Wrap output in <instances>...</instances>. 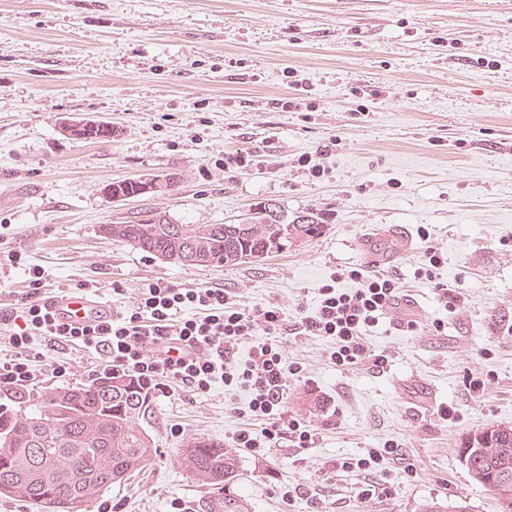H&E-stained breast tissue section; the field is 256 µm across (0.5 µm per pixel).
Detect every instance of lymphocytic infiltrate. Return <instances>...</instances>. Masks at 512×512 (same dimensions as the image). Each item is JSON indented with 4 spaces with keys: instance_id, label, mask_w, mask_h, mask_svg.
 Instances as JSON below:
<instances>
[{
    "instance_id": "obj_1",
    "label": "lymphocytic infiltrate",
    "mask_w": 512,
    "mask_h": 512,
    "mask_svg": "<svg viewBox=\"0 0 512 512\" xmlns=\"http://www.w3.org/2000/svg\"><path fill=\"white\" fill-rule=\"evenodd\" d=\"M340 276L352 281V288L323 285L316 313L300 317L292 329L280 306H244L220 288H180L162 280L148 284L132 306L90 323L60 322L52 301L34 300L17 315L0 311V326L8 329L15 350L12 359L0 362V381L17 387L30 384L39 342L78 343L100 353L102 371L137 378L149 392L164 391L170 382L198 394L217 382L246 388L248 413L266 418L269 426L259 436L240 431L233 438L234 447L267 448L288 434L305 448L313 436L290 418L284 402L288 378L301 367L289 360L282 336L291 331L325 337L336 344V365L353 366L369 359L379 367L386 356L371 354L362 336L404 297L393 278L360 266L341 270ZM250 336L257 342L249 360L234 363L239 344Z\"/></svg>"
}]
</instances>
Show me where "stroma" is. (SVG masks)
<instances>
[{
    "label": "stroma",
    "instance_id": "obj_1",
    "mask_svg": "<svg viewBox=\"0 0 512 512\" xmlns=\"http://www.w3.org/2000/svg\"><path fill=\"white\" fill-rule=\"evenodd\" d=\"M110 120L111 142L63 136L67 117ZM242 153L249 167L225 170ZM324 166L320 179L299 155ZM173 174V190L121 202L105 184ZM273 201L288 215L323 214L324 235L295 250L235 266L183 267L105 239L103 224L144 212L176 224H235ZM413 246L380 273L421 306L407 331L384 317L364 341L383 367L339 366L332 344L285 337L305 370L288 381L289 412L314 436L236 452L227 494L251 512H423L436 499L468 512H512L461 462L464 436L512 427V0H0V309L28 291L8 256L43 273V296L97 282L92 300L119 309L146 285L216 286L282 307L289 321L317 309L337 268L361 265L360 245ZM429 239H422L421 230ZM444 255L442 282L462 289L444 309L417 279L428 246ZM443 332H434L433 320ZM25 395L93 379L96 355L42 346ZM70 370L59 377L56 363ZM483 393L470 392V377ZM326 397L323 412L303 407ZM248 391L215 383L153 399L145 428L156 452L124 484L100 492L117 512H171L215 494L179 461L183 438L231 445ZM453 407L455 421L440 409ZM395 441L369 480L389 496L357 497L337 476L347 458Z\"/></svg>",
    "mask_w": 512,
    "mask_h": 512
}]
</instances>
